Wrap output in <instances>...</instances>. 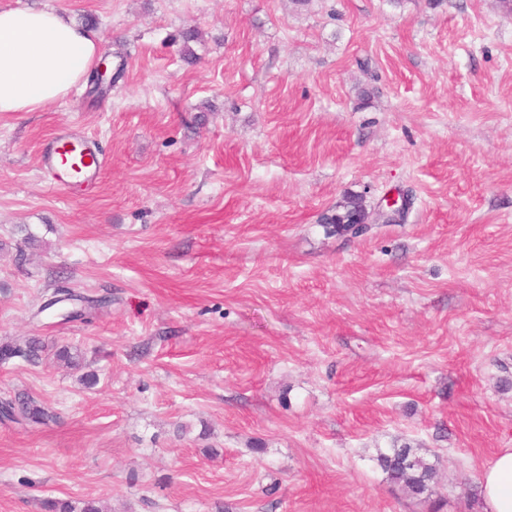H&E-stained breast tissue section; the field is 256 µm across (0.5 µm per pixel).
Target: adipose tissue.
<instances>
[{"mask_svg": "<svg viewBox=\"0 0 512 512\" xmlns=\"http://www.w3.org/2000/svg\"><path fill=\"white\" fill-rule=\"evenodd\" d=\"M93 30L43 9H0V113L36 112L65 97L93 68ZM488 512H512V451L483 473Z\"/></svg>", "mask_w": 512, "mask_h": 512, "instance_id": "1", "label": "adipose tissue"}]
</instances>
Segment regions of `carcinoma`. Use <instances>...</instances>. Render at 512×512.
Wrapping results in <instances>:
<instances>
[{"instance_id":"cac0c4a2","label":"carcinoma","mask_w":512,"mask_h":512,"mask_svg":"<svg viewBox=\"0 0 512 512\" xmlns=\"http://www.w3.org/2000/svg\"><path fill=\"white\" fill-rule=\"evenodd\" d=\"M361 205L354 199L347 202L346 211L336 213L334 223L336 232L340 234L354 233L351 225V215ZM44 345L36 336L24 342L16 339L0 342V362H7L13 358H21L34 363L41 358ZM55 355L65 364L76 367L80 364L81 351L69 345L60 346ZM58 420V413L49 405L39 401L32 395L22 392L10 398L0 399V422L47 426ZM377 462L387 477L401 485L405 492L413 497L431 495L433 485L437 481L438 469L421 449L409 444L394 446L386 452L377 455ZM45 512H101V508L93 499L83 502L77 507L68 499H48L43 501Z\"/></svg>"}]
</instances>
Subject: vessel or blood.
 I'll return each mask as SVG.
<instances>
[{
	"instance_id": "vessel-or-blood-1",
	"label": "vessel or blood",
	"mask_w": 512,
	"mask_h": 512,
	"mask_svg": "<svg viewBox=\"0 0 512 512\" xmlns=\"http://www.w3.org/2000/svg\"><path fill=\"white\" fill-rule=\"evenodd\" d=\"M42 165L46 173L57 183H79L103 172L105 158L90 142L68 149L48 142L42 152Z\"/></svg>"
}]
</instances>
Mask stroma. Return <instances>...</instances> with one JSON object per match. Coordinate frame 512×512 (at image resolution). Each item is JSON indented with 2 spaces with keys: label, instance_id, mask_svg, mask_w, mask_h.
I'll return each instance as SVG.
<instances>
[{
  "label": "stroma",
  "instance_id": "obj_1",
  "mask_svg": "<svg viewBox=\"0 0 512 512\" xmlns=\"http://www.w3.org/2000/svg\"><path fill=\"white\" fill-rule=\"evenodd\" d=\"M32 6L119 77L0 114V339L83 357L0 363V398L60 416L0 424V512H487L512 448V14L0 0ZM57 133L97 142L94 185L45 174ZM400 192L404 223L333 232L346 197ZM404 443L437 463L430 497L376 461ZM482 495L488 512H512V451L501 452L482 476Z\"/></svg>",
  "mask_w": 512,
  "mask_h": 512
}]
</instances>
